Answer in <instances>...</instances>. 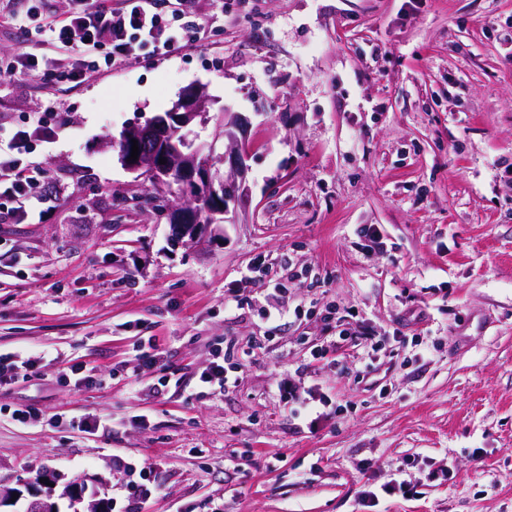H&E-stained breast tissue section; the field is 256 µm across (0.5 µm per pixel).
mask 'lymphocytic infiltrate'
<instances>
[{"label":"lymphocytic infiltrate","instance_id":"lymphocytic-infiltrate-1","mask_svg":"<svg viewBox=\"0 0 512 512\" xmlns=\"http://www.w3.org/2000/svg\"><path fill=\"white\" fill-rule=\"evenodd\" d=\"M63 13L42 15L26 8L22 0H0V28L35 37L38 52L20 51L0 56V81L20 87L40 80L43 89L66 80L81 84L86 76L107 74L142 53L153 57L198 46L210 18L196 0H72ZM54 106L34 113L26 126L12 127L7 142L0 143V223L28 218L40 202L36 192L43 169L29 160L34 138L46 132Z\"/></svg>","mask_w":512,"mask_h":512}]
</instances>
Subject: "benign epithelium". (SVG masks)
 <instances>
[{
    "mask_svg": "<svg viewBox=\"0 0 512 512\" xmlns=\"http://www.w3.org/2000/svg\"><path fill=\"white\" fill-rule=\"evenodd\" d=\"M214 103L203 87H191L169 111L125 129L119 138L110 140V144L118 147L121 163L128 171L148 175L160 187L169 185L167 177L170 174L176 175L180 199L171 208L170 226L173 228L172 241L177 244L185 239L197 242L210 228L208 224L199 223L197 204L201 200H206L212 213L226 216L230 208H238L247 196L245 160L251 144L243 137L246 121L239 113H224V123L219 125L209 142L193 145L178 137L182 129L195 122L206 124ZM221 139L228 141L227 149L220 156L221 161H229L227 174L215 167V153ZM135 140L139 151L138 159L133 160L131 148ZM161 159L165 163H159ZM49 483L46 490L34 494L26 512H59L52 487L56 480L51 479ZM87 492L88 486L72 481L64 486L61 496L76 505L86 504V512H102L97 494H92L88 500Z\"/></svg>",
    "mask_w": 512,
    "mask_h": 512,
    "instance_id": "1",
    "label": "benign epithelium"
}]
</instances>
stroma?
Listing matches in <instances>:
<instances>
[{"label": "stroma", "mask_w": 512, "mask_h": 512, "mask_svg": "<svg viewBox=\"0 0 512 512\" xmlns=\"http://www.w3.org/2000/svg\"><path fill=\"white\" fill-rule=\"evenodd\" d=\"M201 8V47L54 86L41 213L0 223V356L32 362L0 385V484L96 478L110 512H512V0ZM195 84L255 148L231 222L175 246L106 139ZM44 106L0 94V121ZM219 356L238 382L203 389Z\"/></svg>", "instance_id": "obj_1"}]
</instances>
